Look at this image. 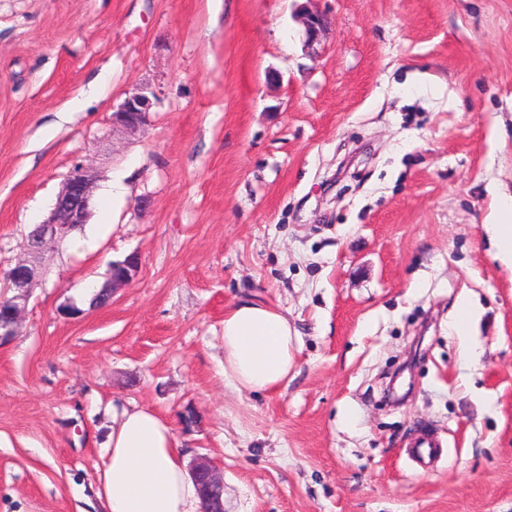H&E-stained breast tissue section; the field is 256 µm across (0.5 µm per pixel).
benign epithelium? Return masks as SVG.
Segmentation results:
<instances>
[{
  "label": "benign epithelium",
  "instance_id": "obj_1",
  "mask_svg": "<svg viewBox=\"0 0 512 512\" xmlns=\"http://www.w3.org/2000/svg\"><path fill=\"white\" fill-rule=\"evenodd\" d=\"M306 41H316L324 30V20L319 14L304 9L300 13ZM158 95L149 87H142L129 94L112 110V126L126 130H138L147 124L149 114ZM93 179L82 165L73 167L59 192L52 212L47 220L38 224L36 238L30 241L29 249L38 250L44 240L61 239L69 235L77 225L86 224L91 215ZM123 271L112 275V288L130 284L138 273V259L128 257L119 264ZM37 280L27 264L15 265L8 275V288L12 295L8 298L6 313L0 317V340L11 336L22 310L32 295ZM194 482L203 489L205 509L202 512H224V480L212 464L204 457L193 461L189 468Z\"/></svg>",
  "mask_w": 512,
  "mask_h": 512
}]
</instances>
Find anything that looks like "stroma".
Returning <instances> with one entry per match:
<instances>
[{"mask_svg":"<svg viewBox=\"0 0 512 512\" xmlns=\"http://www.w3.org/2000/svg\"><path fill=\"white\" fill-rule=\"evenodd\" d=\"M310 7L312 44L297 0H0V274L77 164L97 243L45 245L0 341V512H78L116 403L212 461L224 512H512V268L486 231L512 196V0ZM146 85L148 126L113 130ZM243 298L297 333L284 390L224 384ZM123 268V271L118 274H113V262H112V288H109L108 301L112 298L114 289L121 286L130 284L137 276L138 273V259L135 256L128 257L123 263L118 265Z\"/></svg>","mask_w":512,"mask_h":512,"instance_id":"1","label":"stroma"}]
</instances>
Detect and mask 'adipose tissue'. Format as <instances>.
<instances>
[{"instance_id":"ef3b65f1","label":"adipose tissue","mask_w":512,"mask_h":512,"mask_svg":"<svg viewBox=\"0 0 512 512\" xmlns=\"http://www.w3.org/2000/svg\"><path fill=\"white\" fill-rule=\"evenodd\" d=\"M296 332L275 306L240 301L224 313L227 385L271 392L287 386ZM94 512H198L200 501L171 424L147 407H116L103 441Z\"/></svg>"}]
</instances>
